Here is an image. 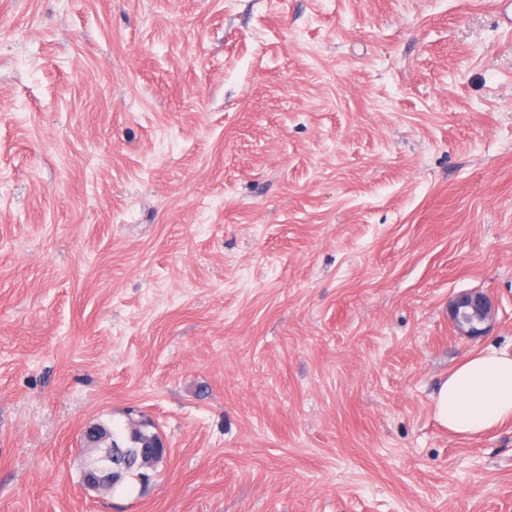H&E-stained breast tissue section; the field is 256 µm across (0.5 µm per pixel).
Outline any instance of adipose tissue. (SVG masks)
I'll list each match as a JSON object with an SVG mask.
<instances>
[{
	"mask_svg": "<svg viewBox=\"0 0 512 512\" xmlns=\"http://www.w3.org/2000/svg\"><path fill=\"white\" fill-rule=\"evenodd\" d=\"M436 421L477 437L512 421V356L488 347L467 353L432 396Z\"/></svg>",
	"mask_w": 512,
	"mask_h": 512,
	"instance_id": "ef3b65f1",
	"label": "adipose tissue"
}]
</instances>
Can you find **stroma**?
Wrapping results in <instances>:
<instances>
[{
  "label": "stroma",
  "mask_w": 512,
  "mask_h": 512,
  "mask_svg": "<svg viewBox=\"0 0 512 512\" xmlns=\"http://www.w3.org/2000/svg\"><path fill=\"white\" fill-rule=\"evenodd\" d=\"M487 346L493 0H0V512H512V422L431 407ZM131 416L167 455L85 488L83 430ZM492 310V301L487 293L477 290L462 293L451 305L453 327L460 336H481L486 330L482 325L491 318Z\"/></svg>",
  "instance_id": "35a3bbf8"
}]
</instances>
